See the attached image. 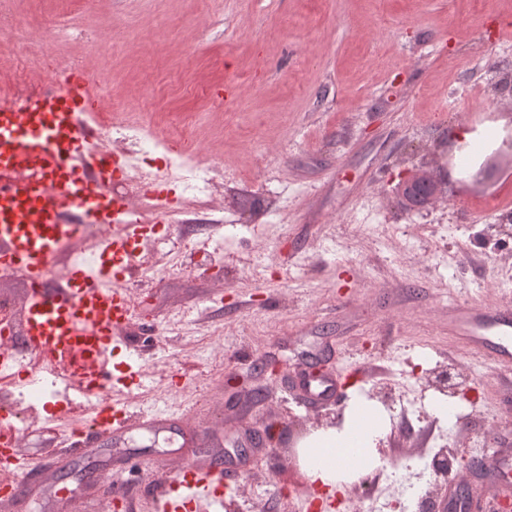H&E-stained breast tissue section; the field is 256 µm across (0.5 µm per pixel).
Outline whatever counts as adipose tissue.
Masks as SVG:
<instances>
[{
  "instance_id": "adipose-tissue-1",
  "label": "adipose tissue",
  "mask_w": 512,
  "mask_h": 512,
  "mask_svg": "<svg viewBox=\"0 0 512 512\" xmlns=\"http://www.w3.org/2000/svg\"><path fill=\"white\" fill-rule=\"evenodd\" d=\"M387 429L382 409L355 396L340 425L313 432L297 450L299 466L313 484L354 481L381 466L376 443Z\"/></svg>"
}]
</instances>
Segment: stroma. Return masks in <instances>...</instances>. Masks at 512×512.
<instances>
[{
    "mask_svg": "<svg viewBox=\"0 0 512 512\" xmlns=\"http://www.w3.org/2000/svg\"><path fill=\"white\" fill-rule=\"evenodd\" d=\"M22 28L59 23L63 50L107 66V99H150L147 125L190 130L223 187L222 228L154 235L133 277L135 315L112 365L153 377L129 411L190 406L166 427L52 466L21 512H55L60 490L94 500L104 475L127 512L153 502L178 463L228 467L223 512H299L306 436L344 407L310 408L302 370L341 375L389 408L377 450L413 484L409 512H437L452 484L501 501L492 473L460 459L512 458V365L485 367L448 330L458 304L512 308V0H10ZM502 156L480 185L466 168ZM424 169L446 186L422 211L395 187ZM277 358L279 376L261 368ZM465 384L438 419L426 378ZM274 438L255 440L265 424ZM451 451L448 474L419 464Z\"/></svg>",
    "mask_w": 512,
    "mask_h": 512,
    "instance_id": "obj_1",
    "label": "stroma"
}]
</instances>
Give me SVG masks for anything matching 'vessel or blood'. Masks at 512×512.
I'll use <instances>...</instances> for the list:
<instances>
[{
    "instance_id": "b4317fda",
    "label": "vessel or blood",
    "mask_w": 512,
    "mask_h": 512,
    "mask_svg": "<svg viewBox=\"0 0 512 512\" xmlns=\"http://www.w3.org/2000/svg\"><path fill=\"white\" fill-rule=\"evenodd\" d=\"M101 100L86 73L74 71L59 89L32 95L22 107L0 104V267L25 274L28 289L17 325L0 327V353L12 336H21L40 364L26 376L27 386L51 376L61 382L45 416L33 418L37 433L61 432L67 447L55 449L57 462L73 454L90 455L99 437L117 438L134 417L125 388L141 384L148 371L128 365L120 385L110 370L112 345L132 310L127 287L137 270L134 249L150 238L147 226L127 217L109 188L124 176L126 161L109 150L93 149L95 130L86 114ZM104 227L93 243V269L62 265L68 252L83 245V231ZM448 329L468 350L491 365L512 361V311L463 304L448 317ZM310 405L341 402L343 385L331 377L304 382ZM109 401H102V394ZM17 412L0 408V494L22 498L23 478L43 470L40 458L23 454ZM224 472L182 466L155 500L157 512H193L197 502L223 505ZM124 503L111 483H100L98 512H117ZM444 512H475L473 491L449 487Z\"/></svg>"
}]
</instances>
